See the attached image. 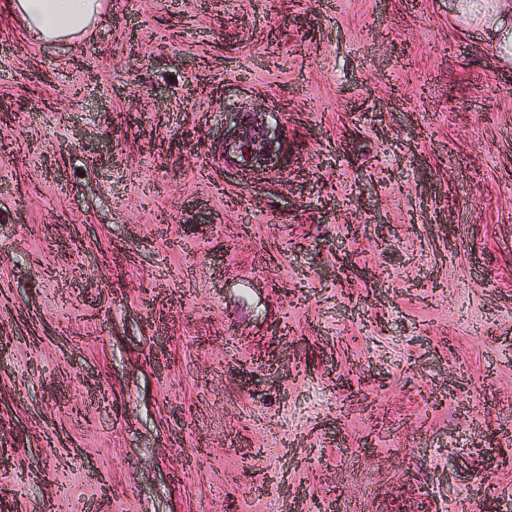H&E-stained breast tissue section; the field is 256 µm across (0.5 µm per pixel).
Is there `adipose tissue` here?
<instances>
[{"label":"adipose tissue","instance_id":"ef3b65f1","mask_svg":"<svg viewBox=\"0 0 512 512\" xmlns=\"http://www.w3.org/2000/svg\"><path fill=\"white\" fill-rule=\"evenodd\" d=\"M8 7L34 41L45 42L88 32L101 17L103 0H8Z\"/></svg>","mask_w":512,"mask_h":512}]
</instances>
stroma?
<instances>
[{
  "instance_id": "stroma-1",
  "label": "stroma",
  "mask_w": 512,
  "mask_h": 512,
  "mask_svg": "<svg viewBox=\"0 0 512 512\" xmlns=\"http://www.w3.org/2000/svg\"><path fill=\"white\" fill-rule=\"evenodd\" d=\"M471 2L106 0L35 43L0 0L10 512H512V61Z\"/></svg>"
}]
</instances>
